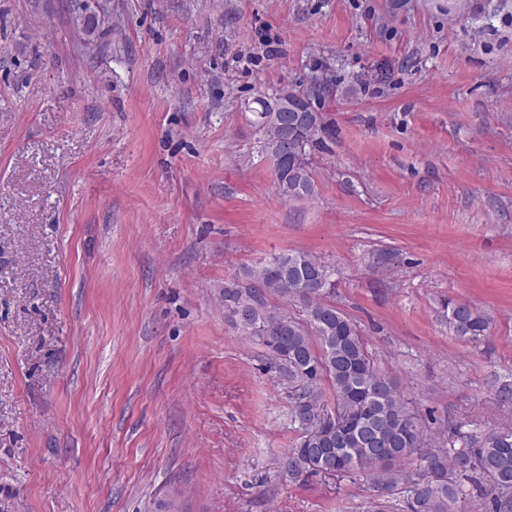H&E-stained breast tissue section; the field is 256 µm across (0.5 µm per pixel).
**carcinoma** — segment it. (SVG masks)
<instances>
[{
  "mask_svg": "<svg viewBox=\"0 0 512 512\" xmlns=\"http://www.w3.org/2000/svg\"><path fill=\"white\" fill-rule=\"evenodd\" d=\"M258 104L262 152L273 161L278 195L289 201L314 197L309 151L321 131V114L306 112L287 131L281 114L307 106V96L282 90L273 102ZM273 263L274 271L268 264L245 268L224 286V318L271 353L292 389L291 418L302 433L282 461L288 476L342 475L370 467L379 493L406 494V512H468L475 489L488 512H512V428L479 435L456 430L448 447H426L399 384L375 366L357 325L330 301V267L307 251L281 254ZM270 296L298 303L305 318L272 306ZM443 312L449 331L459 338L477 340L489 329V321L467 304L450 300ZM323 381L334 391L336 418L319 428ZM407 463L409 471L402 469Z\"/></svg>",
  "mask_w": 512,
  "mask_h": 512,
  "instance_id": "obj_1",
  "label": "carcinoma"
}]
</instances>
